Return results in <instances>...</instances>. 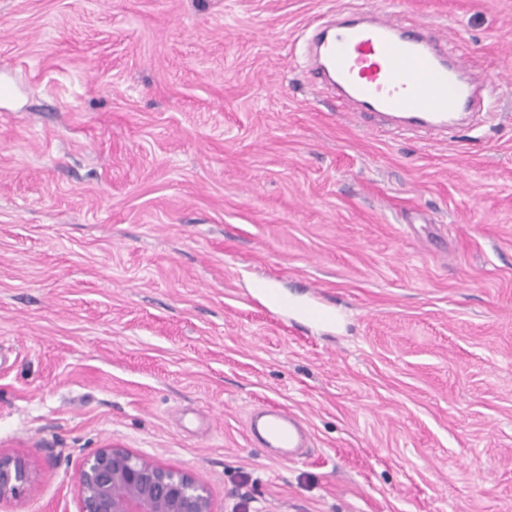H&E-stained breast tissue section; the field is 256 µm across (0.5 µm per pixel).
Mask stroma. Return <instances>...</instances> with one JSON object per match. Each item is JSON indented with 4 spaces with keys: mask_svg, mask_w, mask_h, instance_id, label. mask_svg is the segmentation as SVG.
<instances>
[{
    "mask_svg": "<svg viewBox=\"0 0 512 512\" xmlns=\"http://www.w3.org/2000/svg\"><path fill=\"white\" fill-rule=\"evenodd\" d=\"M375 8L445 33L493 119L339 106L307 40ZM0 84V453L31 478L0 512H77L107 445L215 512H512V0H0ZM261 405L302 455L258 447ZM261 294L271 307L291 315L294 321L331 323L337 320V316L320 303H295L274 288H264ZM249 425L265 444L277 448H306L309 434L302 419L280 406H266L254 411Z\"/></svg>",
    "mask_w": 512,
    "mask_h": 512,
    "instance_id": "obj_1",
    "label": "stroma"
}]
</instances>
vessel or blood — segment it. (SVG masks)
Wrapping results in <instances>:
<instances>
[{
    "instance_id": "1",
    "label": "vessel or blood",
    "mask_w": 512,
    "mask_h": 512,
    "mask_svg": "<svg viewBox=\"0 0 512 512\" xmlns=\"http://www.w3.org/2000/svg\"><path fill=\"white\" fill-rule=\"evenodd\" d=\"M314 41L344 103L353 105L359 116L374 119L378 127L445 133L456 128V114L474 109L476 79L471 66L463 57L449 56L446 36L430 26L409 30L387 15L369 24L320 23ZM261 294L293 320L336 319L320 303H295L273 288L262 289ZM249 425L273 447L303 448L309 440L302 419L280 406L257 409Z\"/></svg>"
}]
</instances>
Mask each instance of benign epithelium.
Returning <instances> with one entry per match:
<instances>
[{
	"label": "benign epithelium",
	"mask_w": 512,
	"mask_h": 512,
	"mask_svg": "<svg viewBox=\"0 0 512 512\" xmlns=\"http://www.w3.org/2000/svg\"><path fill=\"white\" fill-rule=\"evenodd\" d=\"M77 485V512H214L208 490L194 476L125 448L91 452ZM29 487L25 463L0 454V505L24 497Z\"/></svg>",
	"instance_id": "1"
}]
</instances>
